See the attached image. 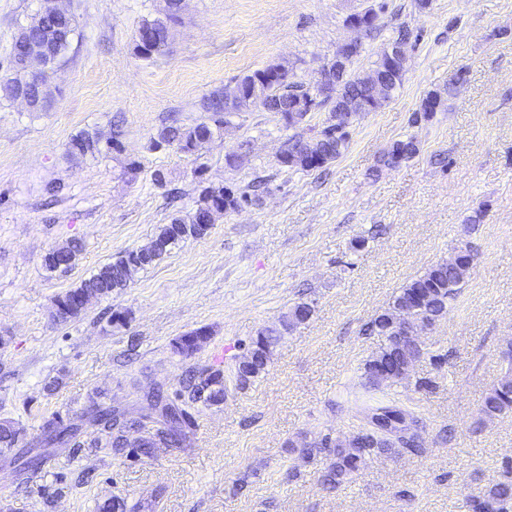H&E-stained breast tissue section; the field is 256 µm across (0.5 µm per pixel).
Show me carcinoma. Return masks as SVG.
<instances>
[{"label": "carcinoma", "mask_w": 512, "mask_h": 512, "mask_svg": "<svg viewBox=\"0 0 512 512\" xmlns=\"http://www.w3.org/2000/svg\"><path fill=\"white\" fill-rule=\"evenodd\" d=\"M76 21L69 16L64 27L54 21H45L37 16L20 27L19 33H30L35 42L47 41L53 44L58 54L57 64L66 62L67 55L76 35ZM374 70L384 74L385 84L379 97L373 98L371 88L365 83L366 77H348L339 89L335 99L324 98L316 107L330 105V124L322 129L320 137L309 143L310 154L304 156L296 152L299 139H288L287 147L278 157L280 166L304 171L317 170L338 158L347 148L349 133H340L331 120L336 117L339 101H357L367 111H378L401 87L407 71L403 59L378 58ZM242 93L251 98L268 101L271 111L281 113L285 124L295 127L301 124L309 111L289 116L288 109L301 99L311 95L310 87L294 80V73L282 64H270L256 69L239 78L236 82ZM458 92V84L450 83L446 92L433 90L422 99L418 109L421 118L428 120L436 113L445 110L447 97ZM240 104L224 101V92H212L203 101L202 109L206 116L194 125L185 126L174 120L157 134L155 146L165 144L183 152H193L210 142L215 131L230 124V117L238 112ZM98 133L82 131L73 136L67 145V152L73 156L95 155L100 152ZM419 152L418 141L413 136L398 139L377 161L374 172L391 169L395 165L413 158ZM252 201L251 194L236 193L222 187L209 186L202 190L189 219L172 218L171 222L160 227L153 247L141 251L129 249L112 262L106 263L91 277L77 287L56 296L53 305L61 314V319L78 317L85 309V299L108 298L112 293L127 288L141 270L152 265L167 254L172 247L189 238H199L198 226L210 223V217L219 206L224 211H233L243 203ZM81 250V245L72 242L52 249L45 256V265L52 271L71 269ZM470 270L443 260L430 266L423 274L403 285L393 295L388 306L378 312L368 323L369 334L381 338L378 350L364 363L363 376L366 384L374 389L392 386L407 379L408 364L412 353L397 340L395 325L403 307L412 309L413 320L419 325L431 328L445 316L450 301L458 295ZM314 308L308 302H297L289 309L282 320L283 331L262 330L255 336L243 355L236 375L240 384L245 385L261 375L271 361L274 348L282 338V332L289 331L305 322L313 315ZM211 337V330L200 327L172 342L174 353L191 356L201 350ZM154 406L160 407L158 417L147 416L137 422L139 436L130 442L127 436L129 423L126 413L110 406L92 403L86 413V422H76L55 412L45 421L42 435L35 448L18 445L17 432L13 422L0 420V452L9 456L19 478L32 471L42 469L47 463L51 449L63 446L76 448L110 447L116 453L132 449L136 456H149L158 444L185 448L190 445L195 422L190 409L201 403L219 405L224 403V373L218 366H210L199 373H190L183 382V388L175 398L164 395L159 390L146 393ZM482 413L494 419L512 413V376L506 375L495 384L484 397ZM420 424V420L405 409L386 404L374 408L367 416V425L359 432L342 441L324 440L305 448L302 459L313 460L323 453L328 465L321 474L324 485L338 488L358 474L372 457H394L399 449H409L415 443L414 435L408 428ZM142 504L128 505L122 498H109L98 504L97 512H141ZM468 512H512V480L504 479L487 486L480 494L466 501Z\"/></svg>", "instance_id": "cac0c4a2"}]
</instances>
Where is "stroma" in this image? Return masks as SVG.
<instances>
[{"mask_svg": "<svg viewBox=\"0 0 512 512\" xmlns=\"http://www.w3.org/2000/svg\"><path fill=\"white\" fill-rule=\"evenodd\" d=\"M55 2L75 14L77 34L49 109L0 99V419L24 444L53 412L79 413L93 397L138 419L151 412L144 389L175 393L190 369L212 365L224 370L226 395L194 408L189 447L149 458L63 447L20 480L0 456V512H95L114 496L155 497L153 512H466V495L512 462V414L481 413L512 371L502 355L512 340V0H433L427 12L413 0H183L168 53L150 60L136 34L163 16L165 0ZM372 3L385 10L352 75L368 73L401 26L407 72L326 168L278 163L289 137L319 135L324 108L291 129L279 113L247 107L198 152L154 147L162 125L195 124L211 92L250 71L279 62L311 84L352 38L346 17ZM44 6L0 0V66ZM458 72L464 84L445 111L413 123L422 98ZM84 130L100 135L99 154L69 156ZM410 135L418 154L373 176L377 157ZM258 180L259 198L218 216L208 235L179 243L79 317H53L58 294L188 216L204 187L241 192ZM72 239L82 246L73 268L47 270L44 255ZM465 245L470 277L425 335L409 380L366 386L363 364L379 343L367 324ZM301 301L311 319L239 386L235 365L250 340ZM202 326L212 335L198 353H173V339ZM382 398L421 419L420 448L323 486L326 459L303 462V446L356 432Z\"/></svg>", "mask_w": 512, "mask_h": 512, "instance_id": "35a3bbf8", "label": "stroma"}]
</instances>
